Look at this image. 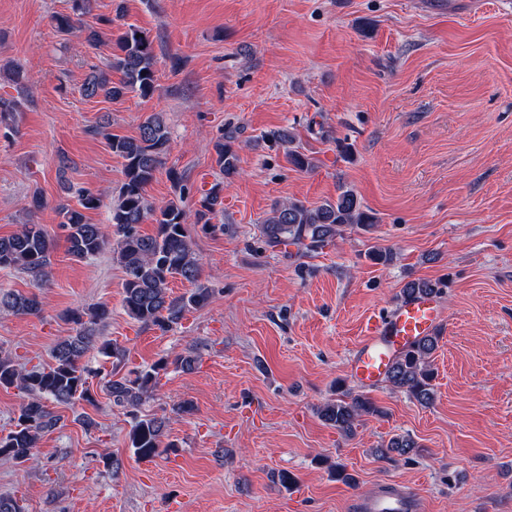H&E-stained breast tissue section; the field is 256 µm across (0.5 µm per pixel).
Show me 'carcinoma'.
<instances>
[{
  "label": "carcinoma",
  "instance_id": "obj_1",
  "mask_svg": "<svg viewBox=\"0 0 512 512\" xmlns=\"http://www.w3.org/2000/svg\"><path fill=\"white\" fill-rule=\"evenodd\" d=\"M93 0H71L70 13L53 16L57 32L74 37L91 46L101 39V31L84 24L91 13ZM109 70L121 74L112 81L102 71L94 69L83 84L87 98L102 96L116 101L129 93L146 99L156 90L157 57L153 41L139 28L129 25L116 35L112 43ZM17 96H0V124L9 128L13 113L20 111L22 101L29 97L28 80L24 70L15 65L10 71ZM112 154L122 159L124 180L117 199L112 202L111 224H92L85 211L95 210L102 204V194L83 189L78 195V206L59 207V228L64 233L67 252L73 258L87 260L100 253L110 240H115L113 256L124 274L122 304L133 320L149 327L166 331L177 325L192 309L209 304L213 298L210 288L200 283L201 262L196 253L189 223L201 225L202 230H215L212 224L216 207L222 205L224 183L211 186L198 201L194 214L177 201L163 205L152 203L145 193L164 164L170 152V137L163 115H150L139 127L136 137L106 134ZM273 143L287 145L286 161L300 170L314 168L312 158L292 149L290 134L273 131L265 135ZM215 162L224 179L231 180L239 173V156L234 137L219 136L214 142ZM156 224L152 235L141 233L140 225L146 220ZM377 224L374 213L363 208L353 189L341 185L334 200L309 207L300 200L275 203L260 232L269 248L296 245L308 252L327 246L344 228L356 225L364 231ZM53 241L40 224L26 222L20 229L0 237V270H18L37 282L49 277ZM181 279L193 285L187 292L173 296L170 282ZM442 292L438 284L412 281L403 288V296L417 292ZM44 302L37 294L26 295L0 289V313L13 315H39ZM110 310L104 304L87 309H74L67 318L77 325L75 334L59 341L53 350V363L30 369L0 352V387H15L23 394L14 427L0 434V457H8L24 464L34 457L33 449L46 433L53 431L59 417L51 404L68 405L77 401L93 403L88 379L101 374L82 363L91 351L111 363L104 373V388L112 402L128 410L130 430L128 448L139 461L152 460L171 448L164 443L171 417L140 413V406L158 385L159 374L167 370L161 361L149 370L126 369L127 349L116 342L97 336L95 326L107 320ZM440 335L428 336L396 356L387 371L385 382L392 388L407 393L419 404L427 406L435 397V371L432 356L438 347ZM384 410L370 397L338 392L336 399L323 405L321 419L344 435H351L365 417H379ZM420 445L409 435L390 439L384 448L376 449L382 457L397 455L405 459L418 453Z\"/></svg>",
  "mask_w": 512,
  "mask_h": 512
}]
</instances>
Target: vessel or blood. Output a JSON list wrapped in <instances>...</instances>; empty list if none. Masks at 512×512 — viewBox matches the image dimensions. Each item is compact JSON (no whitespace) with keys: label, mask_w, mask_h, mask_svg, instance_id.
<instances>
[{"label":"vessel or blood","mask_w":512,"mask_h":512,"mask_svg":"<svg viewBox=\"0 0 512 512\" xmlns=\"http://www.w3.org/2000/svg\"><path fill=\"white\" fill-rule=\"evenodd\" d=\"M440 323L437 298L426 293L404 300L392 311L373 314L352 355L351 377L365 386L378 383L395 354L432 334ZM359 508L361 512H413L415 505L400 495L372 496L361 500Z\"/></svg>","instance_id":"obj_1"}]
</instances>
